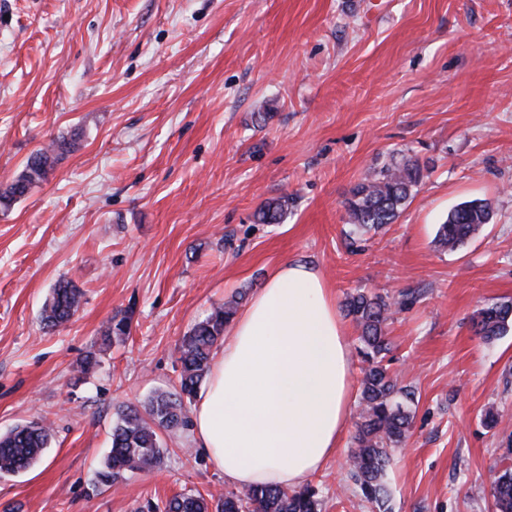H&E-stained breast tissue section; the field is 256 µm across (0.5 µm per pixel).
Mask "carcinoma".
Masks as SVG:
<instances>
[{
	"label": "carcinoma",
	"instance_id": "1",
	"mask_svg": "<svg viewBox=\"0 0 512 512\" xmlns=\"http://www.w3.org/2000/svg\"><path fill=\"white\" fill-rule=\"evenodd\" d=\"M68 142L58 140L32 154L24 171L6 188L0 189V208L7 209L24 196L30 186L45 177L52 167L53 152L67 149ZM423 178L420 164L408 160L402 165H387L351 190L347 210L356 231H377L399 217L411 191ZM288 207V198L280 197L264 204L255 218L260 224H278ZM492 211L483 199H471L454 206L436 232V243L449 251L465 245L480 226L490 222ZM82 292L72 282L57 283L42 310V321L50 329L72 320L79 310ZM239 301L217 306L193 325L179 347V390L153 397L144 410L126 407L117 412L112 425V446L97 471V483L109 485L127 472L145 471L159 466L163 448L159 432L184 426L188 422L184 399L195 395L209 369L210 356L224 328L233 320ZM347 315L360 330L361 353L366 366L362 370L360 404L351 455V478L363 497L377 512H390L386 472L395 448L406 439L412 423L405 400L409 392L400 387L385 364L390 353L386 327L392 303L381 294L357 292L346 304ZM475 334L491 341L512 329V302L493 303L475 317ZM131 317L114 316L108 322L104 341L112 342L129 334ZM53 433L48 425L32 422L18 425L0 434V475H15L29 470L50 447ZM492 496L496 512H512V469L495 478ZM320 512V500L311 486L287 490L255 487L242 494L226 492L213 495L199 491L176 494L166 501L147 499L138 512Z\"/></svg>",
	"mask_w": 512,
	"mask_h": 512
}]
</instances>
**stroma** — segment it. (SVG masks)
<instances>
[{
	"instance_id": "35a3bbf8",
	"label": "stroma",
	"mask_w": 512,
	"mask_h": 512,
	"mask_svg": "<svg viewBox=\"0 0 512 512\" xmlns=\"http://www.w3.org/2000/svg\"><path fill=\"white\" fill-rule=\"evenodd\" d=\"M62 139L0 209V433L53 428L34 467L0 476V512L229 491L188 426L162 432L160 467L108 486L96 472L118 408L177 388L192 326L288 260L314 264L337 303L402 302L391 371L415 397L391 512H493L512 465V331L487 343L472 319L512 301V0H0V186ZM407 159L425 177L400 216L354 232L351 189ZM280 196L282 223H257ZM474 198L490 223L441 251L438 225ZM62 279L81 307L47 329ZM124 312L129 336L104 345ZM359 413L310 480L321 512H376L347 466ZM68 145L65 140H58L50 148L40 149L32 154L17 179L6 188L0 189V208L8 209L15 200L27 193L31 185L45 177L56 159L51 152L66 151Z\"/></svg>"
}]
</instances>
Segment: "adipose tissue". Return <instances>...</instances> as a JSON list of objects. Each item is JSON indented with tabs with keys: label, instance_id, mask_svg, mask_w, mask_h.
<instances>
[{
	"label": "adipose tissue",
	"instance_id": "obj_1",
	"mask_svg": "<svg viewBox=\"0 0 512 512\" xmlns=\"http://www.w3.org/2000/svg\"><path fill=\"white\" fill-rule=\"evenodd\" d=\"M351 385L350 345L322 274L284 262L211 363L196 445L230 484L303 485L339 447Z\"/></svg>",
	"mask_w": 512,
	"mask_h": 512
}]
</instances>
